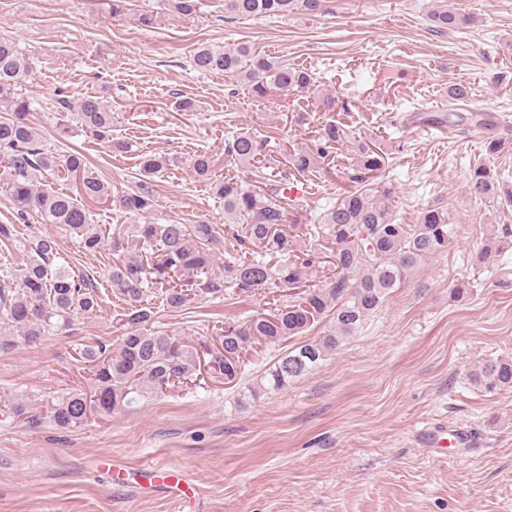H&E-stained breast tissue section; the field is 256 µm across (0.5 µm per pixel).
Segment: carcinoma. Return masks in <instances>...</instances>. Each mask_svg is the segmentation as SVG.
Wrapping results in <instances>:
<instances>
[{
	"instance_id": "1",
	"label": "carcinoma",
	"mask_w": 512,
	"mask_h": 512,
	"mask_svg": "<svg viewBox=\"0 0 512 512\" xmlns=\"http://www.w3.org/2000/svg\"><path fill=\"white\" fill-rule=\"evenodd\" d=\"M201 6V0L170 3L183 19L197 17ZM326 11V0H224V12L230 19ZM430 18L447 30L467 22L451 3L438 6ZM190 64L201 73H222L244 81L259 95L271 90L281 96L308 92L317 82L309 69L256 54L246 44L227 49L201 44L193 51ZM36 65L16 42L0 37V178L21 217L33 212L44 224H62L84 251L96 254L105 246L106 232L94 223L91 204L109 201L116 210L139 219L152 214L157 206L153 179L166 169L169 159L143 156L142 179L135 188L114 194L109 183L88 172L82 154L53 152L37 128L28 123L33 102L19 92ZM447 94L448 115L439 123L482 124L478 111L468 118L463 115L471 103L468 85L451 83ZM57 104L95 139L112 142V110L101 97L88 95L73 104L60 95ZM340 142L339 127L329 123L312 147L292 154L289 167L275 172L261 165L264 143L240 132L224 145V153L241 165L245 176L216 177L214 160L205 150L189 158L195 177L210 183L216 197L224 200L228 230L204 221L112 228L117 262L102 277L122 297V317L131 331L122 336L116 349L99 342L79 351L91 364L94 391L89 396L70 393L58 398L51 405L50 421L59 429H69L87 423L94 415L110 417L148 390L162 394L165 388L193 377L197 361L189 346L152 327L154 313L148 303L152 294L167 308L178 310L190 303L193 295L203 297L226 289L239 295L268 288L299 289L287 302L275 303L271 314L222 329L221 346L211 353L212 367L224 382H238L242 376L240 352L247 343L278 345L331 317L323 335L288 351L265 372L262 379L275 391L305 376L356 335L365 319L383 307L391 291L413 270L446 252L455 234L448 210L428 207L418 223H397L388 205L394 187L382 177L383 153L374 144H361L351 176L355 187L310 218L307 229L314 239L333 240L330 265L334 273L326 277L324 285L306 284L317 250L311 246L305 256L296 255L300 238L296 230L302 225L290 219L286 190L295 174L337 157ZM61 173L75 181L77 195L36 186V182ZM466 192L479 199L512 203V187L500 184L486 164L471 169ZM494 231L485 250L487 258L512 246V224H499ZM227 232L234 246L221 262L218 253ZM22 247L26 260L18 273L0 271V352L19 342L35 345L50 331L67 332L74 314H91L99 307L92 279H77L58 264L53 236L30 237ZM273 260L274 266L270 265ZM471 381L487 390L512 388V359L482 364L471 373Z\"/></svg>"
}]
</instances>
